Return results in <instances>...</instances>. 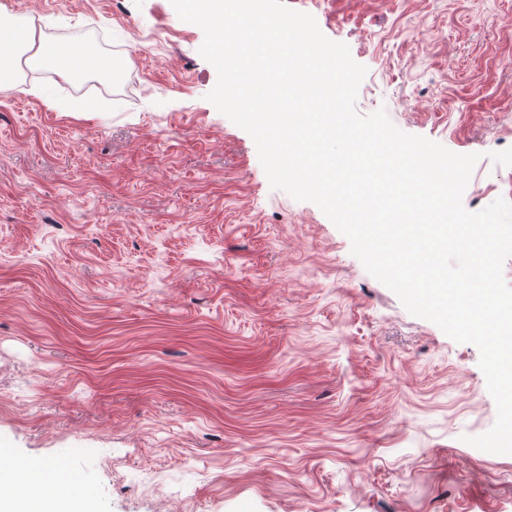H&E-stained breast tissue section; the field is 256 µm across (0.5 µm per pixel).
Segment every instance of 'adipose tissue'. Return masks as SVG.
I'll return each mask as SVG.
<instances>
[{
	"label": "adipose tissue",
	"instance_id": "1",
	"mask_svg": "<svg viewBox=\"0 0 512 512\" xmlns=\"http://www.w3.org/2000/svg\"><path fill=\"white\" fill-rule=\"evenodd\" d=\"M33 49L32 59L43 69L80 80L95 74L109 78L116 73L112 58L102 55L92 44H84L72 50L66 46L51 43H36L35 31L19 27L5 6L0 5V85L14 79L15 53ZM25 479L31 485L62 483L59 472L34 462L13 464L0 468V503L13 501L12 494L18 479Z\"/></svg>",
	"mask_w": 512,
	"mask_h": 512
}]
</instances>
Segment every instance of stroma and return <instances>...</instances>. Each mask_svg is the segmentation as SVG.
I'll list each match as a JSON object with an SVG mask.
<instances>
[{
  "label": "stroma",
  "mask_w": 512,
  "mask_h": 512,
  "mask_svg": "<svg viewBox=\"0 0 512 512\" xmlns=\"http://www.w3.org/2000/svg\"><path fill=\"white\" fill-rule=\"evenodd\" d=\"M355 108L479 154L512 202V0H284ZM123 62L0 88V464L91 471L89 512H512L480 353L409 313L207 99L171 0H0ZM50 83L56 108L31 90Z\"/></svg>",
  "instance_id": "1"
}]
</instances>
